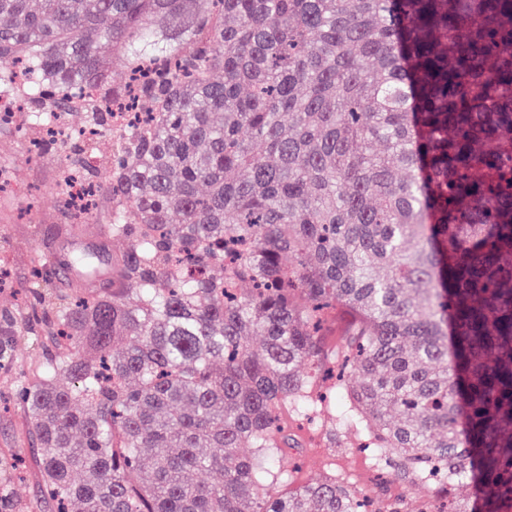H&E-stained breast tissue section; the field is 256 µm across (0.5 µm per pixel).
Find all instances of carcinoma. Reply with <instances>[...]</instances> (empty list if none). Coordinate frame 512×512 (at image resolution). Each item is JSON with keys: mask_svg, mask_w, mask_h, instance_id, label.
Returning a JSON list of instances; mask_svg holds the SVG:
<instances>
[{"mask_svg": "<svg viewBox=\"0 0 512 512\" xmlns=\"http://www.w3.org/2000/svg\"><path fill=\"white\" fill-rule=\"evenodd\" d=\"M75 89L97 148L46 140ZM5 94L31 153H65L71 220L104 195L130 242L105 273L32 270L87 284L51 318L32 292L55 352L14 392L54 512H404L282 486L331 310L333 395L388 482L433 490L420 512H512V0H0Z\"/></svg>", "mask_w": 512, "mask_h": 512, "instance_id": "1", "label": "carcinoma"}]
</instances>
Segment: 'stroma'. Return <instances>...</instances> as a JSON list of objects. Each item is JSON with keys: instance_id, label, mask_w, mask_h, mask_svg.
I'll return each mask as SVG.
<instances>
[{"instance_id": "1", "label": "stroma", "mask_w": 512, "mask_h": 512, "mask_svg": "<svg viewBox=\"0 0 512 512\" xmlns=\"http://www.w3.org/2000/svg\"><path fill=\"white\" fill-rule=\"evenodd\" d=\"M63 158L54 153L41 158L28 157L21 138L12 131L0 130V165L10 171V184L0 189V252L7 255L8 282L0 287V312L26 314L21 295L30 285L32 262L38 252L50 251L68 257L81 251H97L102 264H110L115 253L125 250L122 241L100 234L98 225L108 223L111 204L100 199L96 219L76 225L67 236L55 233V227L68 223L69 217L56 194ZM11 356L0 362V396H9L21 371L35 369L48 348L44 337L27 333L10 337ZM281 423L294 446L288 454L294 465V484L314 482L329 475L348 480L357 493L378 496L381 492L402 496L406 512H417L431 493L422 486L390 484L379 480V462L360 451V425L336 418L333 407L325 406L311 416L287 409ZM26 412L21 404L0 409V457L10 450L29 447Z\"/></svg>"}]
</instances>
